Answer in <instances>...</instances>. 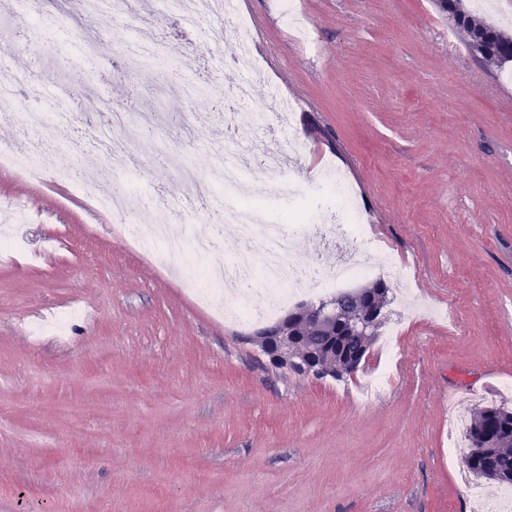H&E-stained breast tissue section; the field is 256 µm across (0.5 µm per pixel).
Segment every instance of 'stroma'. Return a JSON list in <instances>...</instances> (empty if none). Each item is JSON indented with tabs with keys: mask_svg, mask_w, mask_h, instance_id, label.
<instances>
[{
	"mask_svg": "<svg viewBox=\"0 0 512 512\" xmlns=\"http://www.w3.org/2000/svg\"><path fill=\"white\" fill-rule=\"evenodd\" d=\"M297 7L292 20L280 0H235L259 45L254 105L296 106L287 165L253 169L248 188L286 211L291 187L317 196L315 175L334 161L386 244L374 264L411 266L420 308L402 315L392 286L357 373L298 376L258 361L254 325L217 317L183 278L232 261L239 239L163 272L55 179L54 150L36 176L0 168V210L27 203L14 225L25 250L0 253V512H474L469 484L498 492L450 456L468 442L448 421L458 406L512 408V83L449 35L435 0ZM134 12L127 2L84 19L73 0H49L37 16L9 0L0 16L20 53L0 58L8 109L30 111L32 83L70 93L69 138L87 150L99 113L152 114V150L132 123L118 132L126 153L108 158L119 172L138 158L125 214L147 218L149 194L206 233L232 192L197 200L164 156L180 151L208 176L234 18L150 12L162 71L124 49ZM187 112L210 118L193 138ZM391 363L390 396L362 399L361 378Z\"/></svg>",
	"mask_w": 512,
	"mask_h": 512,
	"instance_id": "stroma-1",
	"label": "stroma"
}]
</instances>
